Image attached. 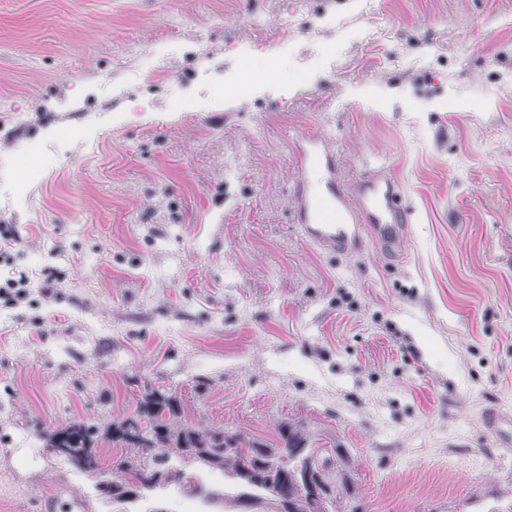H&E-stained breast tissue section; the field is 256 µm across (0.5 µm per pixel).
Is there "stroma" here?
<instances>
[{
  "label": "stroma",
  "instance_id": "obj_1",
  "mask_svg": "<svg viewBox=\"0 0 512 512\" xmlns=\"http://www.w3.org/2000/svg\"><path fill=\"white\" fill-rule=\"evenodd\" d=\"M308 134L399 181L398 248L303 237ZM0 224L60 274L0 301V512H181L97 490L148 387L303 422L363 512H512V0H0ZM80 421L99 470L45 447ZM486 428L503 443L512 441V420L499 412L488 413L485 416Z\"/></svg>",
  "mask_w": 512,
  "mask_h": 512
}]
</instances>
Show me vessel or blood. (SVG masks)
<instances>
[{
  "instance_id": "1",
  "label": "vessel or blood",
  "mask_w": 512,
  "mask_h": 512,
  "mask_svg": "<svg viewBox=\"0 0 512 512\" xmlns=\"http://www.w3.org/2000/svg\"><path fill=\"white\" fill-rule=\"evenodd\" d=\"M295 158L291 209L309 242L345 252L360 251L369 238L386 246L399 242L406 218L403 188L389 173L373 170L343 180L335 146L323 135L302 137ZM485 424L500 441H512V417L492 412Z\"/></svg>"
}]
</instances>
